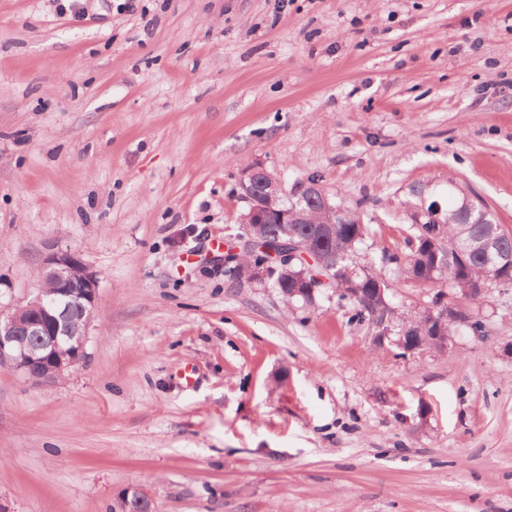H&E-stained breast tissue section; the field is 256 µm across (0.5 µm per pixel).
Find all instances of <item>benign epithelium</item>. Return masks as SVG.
<instances>
[{
	"mask_svg": "<svg viewBox=\"0 0 512 512\" xmlns=\"http://www.w3.org/2000/svg\"><path fill=\"white\" fill-rule=\"evenodd\" d=\"M241 199L248 204L241 233L224 247V260L236 262L243 252L259 254L263 261L249 262L244 268L247 281L264 283L270 274L291 264L296 256L304 258L299 272L307 289L336 288L342 277L352 278L354 270L342 265L333 251L312 249L299 233L288 229L294 219L282 207L285 194L263 167H247L240 181ZM297 203L310 201L327 211H336L319 183L305 181L295 193ZM277 218L283 225L282 238L269 244L262 224ZM98 274L81 256L71 250L53 248L46 253L41 269V284L34 296L9 311L0 310V367H8L34 384L51 383L64 376L83 360L88 326L96 309ZM434 331L443 335L442 348L453 341L452 326L472 328L473 317L465 308L449 305L445 297L434 298L428 310ZM373 341L390 342L403 353L426 348L422 337L405 325L394 333L384 324L371 323ZM119 502L137 504L143 512H153V502L143 491H125Z\"/></svg>",
	"mask_w": 512,
	"mask_h": 512,
	"instance_id": "benign-epithelium-1",
	"label": "benign epithelium"
}]
</instances>
